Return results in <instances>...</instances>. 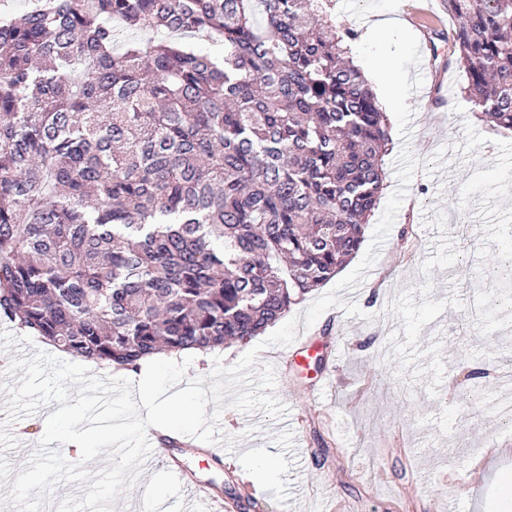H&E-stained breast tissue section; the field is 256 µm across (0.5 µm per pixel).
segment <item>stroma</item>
I'll use <instances>...</instances> for the list:
<instances>
[{
  "label": "stroma",
  "instance_id": "obj_1",
  "mask_svg": "<svg viewBox=\"0 0 512 512\" xmlns=\"http://www.w3.org/2000/svg\"><path fill=\"white\" fill-rule=\"evenodd\" d=\"M424 9L453 33L441 0H336L340 26L407 22L402 49L377 39L367 52L386 71L376 96L396 80L412 94L387 115L388 177L360 251L288 312L297 340L277 349L274 389L285 414L207 405L236 439L223 460L186 449L179 468L142 473L113 512H136L152 484L162 512H185L190 480L238 494L222 512H491L512 474V428L493 409L512 390V309L486 259L512 226V131L475 118L447 43L408 22ZM439 74V100L415 96Z\"/></svg>",
  "mask_w": 512,
  "mask_h": 512
}]
</instances>
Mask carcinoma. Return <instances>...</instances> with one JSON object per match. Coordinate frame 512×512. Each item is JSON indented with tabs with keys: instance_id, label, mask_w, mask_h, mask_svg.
I'll list each match as a JSON object with an SVG mask.
<instances>
[{
	"instance_id": "1",
	"label": "carcinoma",
	"mask_w": 512,
	"mask_h": 512,
	"mask_svg": "<svg viewBox=\"0 0 512 512\" xmlns=\"http://www.w3.org/2000/svg\"><path fill=\"white\" fill-rule=\"evenodd\" d=\"M512 130V0H442ZM168 37L120 41L110 21ZM335 0H38L0 15V316L127 370L265 332L360 250L387 118ZM218 46V59L201 47ZM492 273L500 303L512 272Z\"/></svg>"
}]
</instances>
